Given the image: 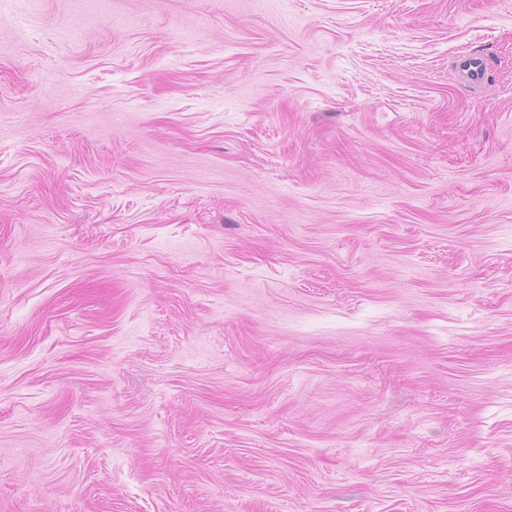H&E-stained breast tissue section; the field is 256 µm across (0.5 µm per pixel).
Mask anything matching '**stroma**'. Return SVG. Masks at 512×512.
<instances>
[{
	"label": "stroma",
	"instance_id": "35a3bbf8",
	"mask_svg": "<svg viewBox=\"0 0 512 512\" xmlns=\"http://www.w3.org/2000/svg\"><path fill=\"white\" fill-rule=\"evenodd\" d=\"M0 512H512V0L1 11Z\"/></svg>",
	"mask_w": 512,
	"mask_h": 512
}]
</instances>
